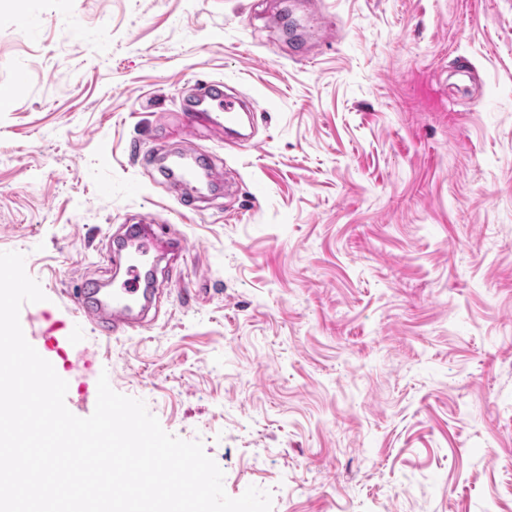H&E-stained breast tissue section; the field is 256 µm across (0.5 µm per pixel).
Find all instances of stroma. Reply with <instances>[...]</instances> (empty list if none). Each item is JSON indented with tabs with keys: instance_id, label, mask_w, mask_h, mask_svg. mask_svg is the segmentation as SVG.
Instances as JSON below:
<instances>
[{
	"instance_id": "35a3bbf8",
	"label": "stroma",
	"mask_w": 512,
	"mask_h": 512,
	"mask_svg": "<svg viewBox=\"0 0 512 512\" xmlns=\"http://www.w3.org/2000/svg\"><path fill=\"white\" fill-rule=\"evenodd\" d=\"M212 79L250 141L184 126ZM0 91V251L74 415L107 374L272 512H512V0H0ZM188 144L233 178L192 213L139 160ZM147 213L177 288L100 336L72 296Z\"/></svg>"
}]
</instances>
